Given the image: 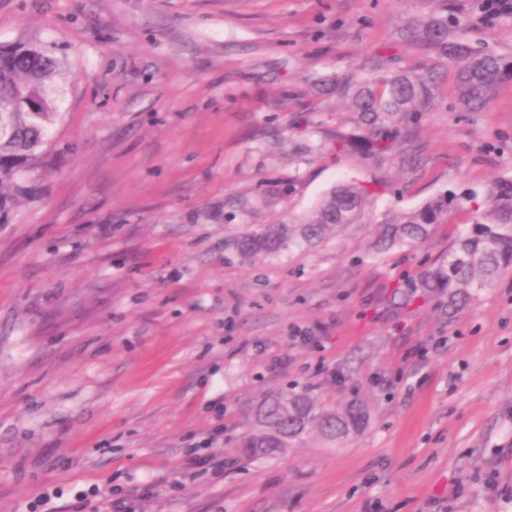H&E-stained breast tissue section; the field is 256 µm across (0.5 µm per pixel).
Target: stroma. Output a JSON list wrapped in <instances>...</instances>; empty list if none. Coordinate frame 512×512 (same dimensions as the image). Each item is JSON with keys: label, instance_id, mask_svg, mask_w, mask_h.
Instances as JSON below:
<instances>
[{"label": "stroma", "instance_id": "obj_1", "mask_svg": "<svg viewBox=\"0 0 512 512\" xmlns=\"http://www.w3.org/2000/svg\"><path fill=\"white\" fill-rule=\"evenodd\" d=\"M448 0L470 46L512 61V14ZM423 0H0V45L60 61L49 172L0 227V512H57L102 479L135 512H512V273L456 309L396 286L447 255L348 224L312 250L242 258L243 234L343 180L375 217L512 176V77L465 106L447 61L401 41ZM432 71L415 164L328 147L355 132L312 82ZM320 144L308 155L300 143ZM364 404L342 447L240 450L267 394Z\"/></svg>", "mask_w": 512, "mask_h": 512}]
</instances>
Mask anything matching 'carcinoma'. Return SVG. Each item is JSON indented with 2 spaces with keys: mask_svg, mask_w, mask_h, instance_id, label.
I'll use <instances>...</instances> for the list:
<instances>
[{
  "mask_svg": "<svg viewBox=\"0 0 512 512\" xmlns=\"http://www.w3.org/2000/svg\"><path fill=\"white\" fill-rule=\"evenodd\" d=\"M401 37L426 54L448 60L455 71L458 95L467 105L479 106L496 92L504 64L493 55L473 50L448 26V0H431L430 10L403 28ZM58 69L56 58L36 44L0 45V123L6 126L0 132V224L12 218L18 205L38 197L47 169L48 131L58 115L52 96ZM316 86L321 92L351 99L365 127L362 136L336 131V153L359 146L377 160L394 152L402 162L411 159L403 149L412 141L408 121L432 105L434 74L392 72L379 59L368 79L341 78L330 87L319 80ZM375 195L368 183L339 184L305 216L245 235L239 242L240 253L255 257L317 244L329 232L359 222ZM464 208L473 214L471 228L454 242L446 259L406 285V303L419 290L446 288L448 305L454 306L512 271V178L494 182L481 201L474 193L447 190L417 209L385 218L378 225L375 246L381 251L413 247L428 238L434 225L448 223ZM254 418L242 447L254 457H264L284 453L312 431L331 442L342 440L364 428L366 411L356 402L340 410H325L307 392L285 391L261 400Z\"/></svg>",
  "mask_w": 512,
  "mask_h": 512,
  "instance_id": "obj_1",
  "label": "carcinoma"
}]
</instances>
